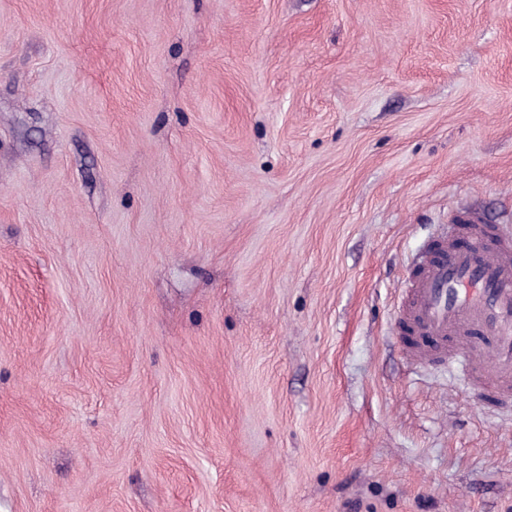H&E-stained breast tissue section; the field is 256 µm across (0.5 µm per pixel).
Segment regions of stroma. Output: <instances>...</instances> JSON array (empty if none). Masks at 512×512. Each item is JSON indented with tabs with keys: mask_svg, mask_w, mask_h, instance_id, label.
<instances>
[{
	"mask_svg": "<svg viewBox=\"0 0 512 512\" xmlns=\"http://www.w3.org/2000/svg\"><path fill=\"white\" fill-rule=\"evenodd\" d=\"M512 225V0H0V512H512V415L394 325Z\"/></svg>",
	"mask_w": 512,
	"mask_h": 512,
	"instance_id": "35a3bbf8",
	"label": "stroma"
}]
</instances>
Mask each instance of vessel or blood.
<instances>
[{
  "mask_svg": "<svg viewBox=\"0 0 512 512\" xmlns=\"http://www.w3.org/2000/svg\"><path fill=\"white\" fill-rule=\"evenodd\" d=\"M400 334L406 357L458 365L470 382L512 402V231L457 212L413 263Z\"/></svg>",
  "mask_w": 512,
  "mask_h": 512,
  "instance_id": "1",
  "label": "vessel or blood"
}]
</instances>
